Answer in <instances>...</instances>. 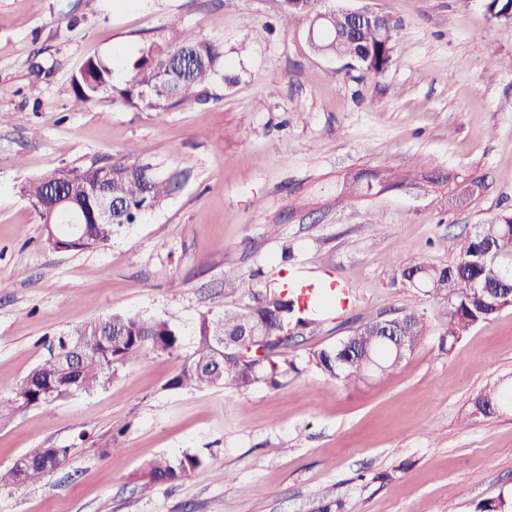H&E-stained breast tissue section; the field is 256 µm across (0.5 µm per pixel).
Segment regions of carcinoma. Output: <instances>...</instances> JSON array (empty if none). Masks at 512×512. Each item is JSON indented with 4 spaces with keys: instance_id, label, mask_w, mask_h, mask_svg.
<instances>
[{
    "instance_id": "1",
    "label": "carcinoma",
    "mask_w": 512,
    "mask_h": 512,
    "mask_svg": "<svg viewBox=\"0 0 512 512\" xmlns=\"http://www.w3.org/2000/svg\"><path fill=\"white\" fill-rule=\"evenodd\" d=\"M512 0L489 3L486 12L496 23H509L505 16ZM339 37H329L319 43L322 50L333 54L360 55L367 47L374 54V66L363 62L364 71L383 74L393 63V49L400 38L403 25L385 13H379L373 24L360 32V41L344 37L342 19L332 24ZM222 57L218 47L186 36L179 44L170 47H150L133 63V71L121 89L113 85L112 66L101 59H89L72 77V87L82 101L90 103L100 95L116 92L128 106L139 110L164 113L171 107L197 98L198 88L210 82L217 74ZM133 150H128L127 161L113 163L112 180L106 191L122 208L112 213V223L91 226L89 240L101 247L126 224H133L138 217L160 204L172 191V182L161 180L150 172V167L132 160ZM99 167L93 162L85 166H61L51 173L28 182L22 192L29 199L44 224H55L59 233L67 231V224L53 206L62 198L80 199L85 187L94 184ZM490 247L501 255L497 264L486 262L474 265V259L484 248ZM512 266V214L501 215L490 224L481 225L468 236L459 248L455 259L444 267L423 263L409 265L402 270L405 281L426 282L425 292L448 301V346H453L473 327L496 316L484 300L483 288L503 281V268ZM296 301L288 303L283 314H276L259 307L247 314L225 312L219 318L201 316L195 349L181 365L170 382L174 389H201L219 385H232L247 390L262 382H276V377L295 368L283 352L268 353L255 368L234 351L224 354L221 372L210 369L214 355V336L218 333L234 335L248 322L258 332L272 336L281 326L295 316ZM403 323L399 332L405 336L411 354L426 333L422 318L414 309L402 310ZM376 321L370 320L355 328L334 347L309 353L307 365L321 374L345 383H360L372 377L388 374L401 362L397 347L383 341L375 334ZM180 330L169 321L139 315L115 312L111 316L85 323L59 338L55 354L34 367L20 382L15 395L8 402H0V415L7 405L21 403L25 406L38 401L41 384L46 380L56 386L55 398L79 392H89L99 386L112 373L116 364H127L147 358L150 354L171 353L180 344ZM512 403V386L499 382L486 385L474 398V404ZM218 461L213 456L207 460L197 455L161 457L148 466V483L175 481L207 464ZM47 474L46 465L34 463L24 470L14 467L0 470V487L15 485L19 481L35 483Z\"/></svg>"
}]
</instances>
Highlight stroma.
Wrapping results in <instances>:
<instances>
[{
	"mask_svg": "<svg viewBox=\"0 0 512 512\" xmlns=\"http://www.w3.org/2000/svg\"><path fill=\"white\" fill-rule=\"evenodd\" d=\"M320 7L399 19L395 64L373 77L314 51L309 16L286 20L284 0H0V399L84 322L124 312L182 334L94 391L0 416V469L67 451L41 482L0 487V512H315L325 491L342 512H476L512 497V407L471 414L488 383L512 380V308L448 350L447 301L400 276L448 264L477 225L512 213V24L482 0ZM187 33L224 52L199 99L159 116L74 95L88 58L117 62L119 86L143 49ZM129 151L174 192L106 246L52 251L20 186ZM366 170L427 180L337 194ZM473 179L474 195L448 189ZM291 276L354 290L292 338L299 372L170 388L201 315L251 311L256 290ZM406 307L427 334L390 375L354 386L304 368ZM184 453L220 462L143 490L151 461Z\"/></svg>",
	"mask_w": 512,
	"mask_h": 512,
	"instance_id": "35a3bbf8",
	"label": "stroma"
}]
</instances>
